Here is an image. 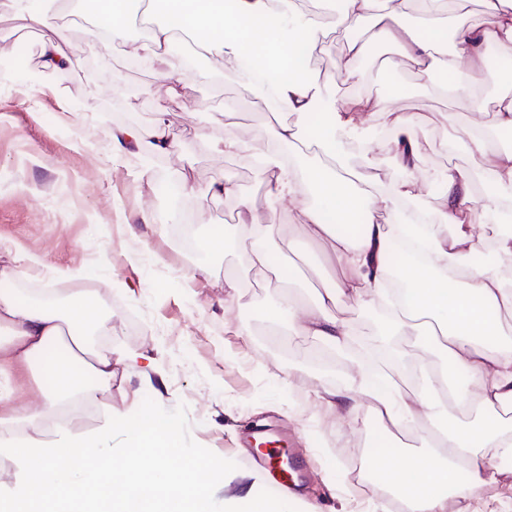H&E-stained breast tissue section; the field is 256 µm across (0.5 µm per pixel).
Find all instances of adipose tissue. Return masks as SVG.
Returning a JSON list of instances; mask_svg holds the SVG:
<instances>
[{
  "label": "adipose tissue",
  "instance_id": "adipose-tissue-1",
  "mask_svg": "<svg viewBox=\"0 0 512 512\" xmlns=\"http://www.w3.org/2000/svg\"><path fill=\"white\" fill-rule=\"evenodd\" d=\"M12 2L27 26L53 31V38L42 46L45 68L71 65L74 58L63 49L68 34L58 23L57 0ZM408 2L343 0L341 24L352 30L369 27L370 36L346 42L337 62L342 74L348 79L358 76L357 63L370 54L373 43L391 40L429 83L445 77L444 89L452 97L476 100L478 74L489 66V47L512 42V0H495L494 21L488 27L471 24L463 14L450 15V22H443V14H449L447 0H418L416 29L404 24ZM96 4L103 19L98 30L107 42L126 40L139 11L157 15V23L137 50L152 60L159 75L174 81L187 72L182 56L172 49L180 30L195 37L209 55L234 60L243 84L262 87L264 94L276 99L280 111L293 114V121L272 126L270 144L262 149L265 194L272 201H295L303 218L302 232L326 243V259L338 266L340 275L311 303L300 306L291 294H283L277 311L288 314L293 335L313 337L336 356H344L355 329L334 315L337 299L353 298L365 309L376 306L391 280L387 259L392 227L378 223V214L392 213L400 201L420 203L425 197L415 175L418 144L413 115L398 112L392 119L394 160L405 178L390 193H370L362 176L346 165L338 142L345 135L363 134L377 104L368 98L327 103L313 93V82L303 73L302 50L316 45L319 24L311 19L300 22L295 0H234L229 10L224 0H96ZM445 42L450 45L448 52L437 57ZM275 71L281 72V79L263 86V77ZM315 115L320 122L314 141L321 155L299 173L280 160L278 150L295 145L302 127ZM496 130H512L511 97L500 102L494 127L477 125L464 133L472 155H494V189L475 206L470 173L459 169L444 173L438 213L442 228L429 233L411 228L427 260L401 266L399 277L406 285L403 303L381 324L384 336L404 337L424 353L448 357L466 374L474 390L472 398L450 390L447 372L434 366L425 368L424 390L412 397L402 395L394 380L388 381L386 391H374L355 367L341 389L324 387L317 392L319 409L330 417L341 414L354 423L366 408L391 432L427 428L423 450L403 453L392 467L374 466L363 488L369 496L378 487H391L401 512H448L449 503L466 504L501 477L488 462L487 449L512 458V429L505 427L500 415L512 407V234L498 237L489 265L477 267L471 262L473 225L499 208L502 187H512V152H494ZM110 139L113 155L131 154L144 161L157 153H174L176 148L161 121L145 133L111 131ZM243 208L245 216L233 227L232 242L246 250L252 270L263 276L275 269L268 248L275 213L258 212L248 202ZM446 270L458 271V279L442 281L439 274ZM11 281V268L0 267V447L26 457L29 477L19 496L0 500V512H201L211 479L185 459L176 419L141 412L126 430L131 445L119 461L108 450L79 455L68 444L51 455H31L15 444L13 424H23L28 435L40 434L43 420L73 398L93 400L111 394L114 372L111 351L100 350L93 342L94 337L112 332L111 316L98 312L97 294L81 288L61 298L49 288L24 301ZM36 359L45 362L53 375L51 388L38 406H18L9 369ZM452 404L460 409L477 407L482 421L471 428L447 429ZM260 479L251 471L228 473L224 483L234 486V500L250 502L252 512H321L310 503L295 510L288 496L254 498L253 486Z\"/></svg>",
  "mask_w": 512,
  "mask_h": 512
}]
</instances>
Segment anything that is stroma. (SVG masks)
Listing matches in <instances>:
<instances>
[{
	"label": "stroma",
	"mask_w": 512,
	"mask_h": 512,
	"mask_svg": "<svg viewBox=\"0 0 512 512\" xmlns=\"http://www.w3.org/2000/svg\"><path fill=\"white\" fill-rule=\"evenodd\" d=\"M68 13L66 50L78 60L62 83L43 69L41 47L51 31L25 28L10 0H0V58H20L19 67L0 78V246L10 251L13 286L24 296L45 288L67 295L74 287L67 272H82L83 286L94 288L112 317L111 337H96V344L117 355L135 350L152 361L135 369L114 363L111 399L87 403L68 419L69 431L104 438L120 456L125 421L148 410L179 420L188 459L206 468L217 461L231 471L258 469L243 439L266 431L304 459L308 475L297 495L318 501L326 512H398L395 493L386 487L365 503L362 482L349 471L356 466L365 473L371 464L420 450L421 431L391 438L368 415L352 427L345 418L320 414L316 390L340 387L348 362L271 318L278 292L292 290L307 302L332 277L323 246L299 233L292 203L276 204L278 221L268 243L277 265L291 274L286 282L256 275L244 251L234 247L185 251L167 228L177 213L163 193L166 181L181 187L189 207L179 214L196 238L224 220L239 223L244 203L266 206L250 152L219 154L211 144L224 137L221 112H233L238 133L259 146L286 113L259 110L263 90L243 86L232 63L200 49L194 76L180 81L173 96L155 70L124 73L123 56L142 38L135 27L129 42L113 49L110 63L87 75L82 59L98 52L96 22L82 0H70ZM323 21L316 55L321 94L365 96L380 104L365 137L343 141L349 163L371 189L382 194L398 180L390 161L394 141L377 131L399 109L415 119L417 171L425 177L450 168L473 172L472 199L481 202V177L490 162L467 152L462 133L477 122L492 124L498 101L512 95V43L500 44L503 65L489 72L491 87L477 107L435 95L417 65L402 56L390 69L378 68L376 56L361 59L364 83L348 85L336 62L350 33L337 28L333 12ZM119 83L138 91L124 103L128 125L150 130L156 110H164L177 143V154L161 156L159 168L146 173L137 159L116 158L110 150L108 134L118 123L108 106ZM218 179L231 183L234 194L206 195ZM145 209L153 225L142 224ZM157 224L163 234L154 233ZM33 255L41 265H30ZM228 277L240 284L239 296L226 295Z\"/></svg>",
	"instance_id": "stroma-1"
}]
</instances>
